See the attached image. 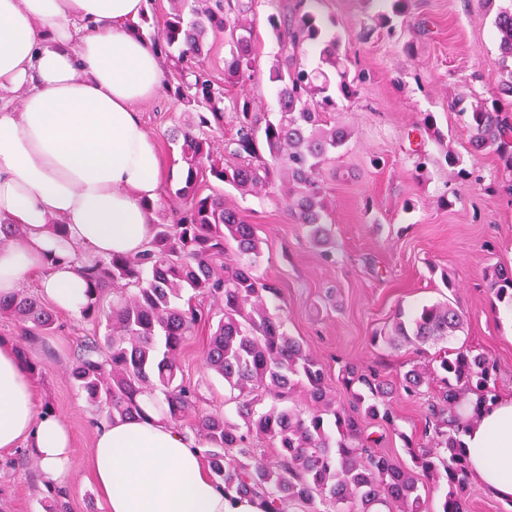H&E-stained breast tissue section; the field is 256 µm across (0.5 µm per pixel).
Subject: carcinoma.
I'll return each instance as SVG.
<instances>
[{
	"instance_id": "carcinoma-1",
	"label": "carcinoma",
	"mask_w": 512,
	"mask_h": 512,
	"mask_svg": "<svg viewBox=\"0 0 512 512\" xmlns=\"http://www.w3.org/2000/svg\"><path fill=\"white\" fill-rule=\"evenodd\" d=\"M173 12L151 38L166 67L179 74L173 95L203 108L198 121L180 130L179 145L187 164L184 185L175 192L183 207L171 221L152 222L143 253L112 255L83 266L85 303L81 313L105 324L103 338L85 342L70 376L87 401L108 418L160 417L177 424L188 418L199 393L177 381L179 353L186 336L212 312L193 304L208 300L220 318L206 355L210 370L231 389L238 421L221 415L197 418L187 435L208 461L212 477L224 490L258 501L262 512H317L329 501L336 512H429L424 481L445 486L438 512H467L468 462L462 429L454 424L458 395L471 391L487 399L497 395L496 367L488 357L466 348L445 350L435 365L412 366L402 389L419 394L437 378L441 387L428 404L424 436L418 449L405 440L411 462L375 452L394 426L389 404L392 388L375 370L346 364L338 379L349 390L348 405H336L325 367L304 345L283 330L267 301L278 289L257 274L262 238L259 227L246 223L224 203V193L202 194L198 179L208 175L242 193L258 192L282 180V204L311 241L330 256L325 181L336 178V152L352 130L336 120L337 92L355 96L366 79L349 76L347 58L338 53L336 37H326L309 0H287L266 16L279 45L278 65L270 73L276 84L277 112H253L242 96L227 99L225 86L251 80L260 46L255 33L258 0H170ZM495 27L501 60L512 59V8L501 10ZM224 36V81L204 68L211 51L208 35ZM320 46L318 63L302 61L304 45ZM339 76L332 84L329 73ZM231 113L235 134L224 142L230 163L211 156L206 129L224 125ZM509 118L486 107L472 112L470 149L494 148L512 166V142L505 139ZM232 249L235 266L217 268ZM132 285L119 302L101 305L109 289ZM487 288L498 301L512 305V270L494 268ZM17 321L27 341L49 334L56 317L39 299L27 294L0 297V317ZM464 316L450 304L424 306L406 317L396 315L392 335L408 343L427 344L455 336ZM310 401L306 410L284 406L297 389ZM162 406L154 402L156 392ZM273 404L260 412L259 394ZM380 427L369 430L366 421ZM270 439L277 453L269 461L253 447L256 436ZM46 512H70L69 490L45 482Z\"/></svg>"
}]
</instances>
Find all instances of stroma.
<instances>
[{"instance_id":"obj_1","label":"stroma","mask_w":512,"mask_h":512,"mask_svg":"<svg viewBox=\"0 0 512 512\" xmlns=\"http://www.w3.org/2000/svg\"><path fill=\"white\" fill-rule=\"evenodd\" d=\"M509 5L512 0H412L390 30L376 28L377 9L368 0H322L316 7L327 34L339 37L351 69L369 74L356 101H339L336 112L353 136L336 155V178L325 196L334 260L321 258L305 228L274 199L224 189L225 200L260 229L257 273L280 290L271 312L325 365L336 402L348 399L335 382L348 362L376 368L396 385V427L383 449L402 461L409 458L406 440L425 441L427 398L406 396L401 377L410 363L428 362L436 347L373 342L376 332L390 330L395 312L451 300L462 309L464 325L450 346L487 354L497 366L498 391L512 390V320L504 316L512 307L486 291L492 267H512V166L493 149L471 154L470 119L452 106L463 97L512 111V97L498 93L508 74L494 25L498 11ZM257 36V73L229 93L246 92L252 111L274 112L269 73L279 48L265 24H258ZM136 110L156 140L163 168L159 199L169 203L186 176L170 132L197 109L161 90ZM426 112L433 113L443 142L414 133ZM449 151L460 157L470 179L448 166ZM421 159L426 165L420 170ZM447 278L452 287L444 286ZM56 316V331L26 346L39 366L32 377L37 406L61 419L71 434L64 481L71 512H105L91 455L96 414L70 378L82 340L96 327L79 314L60 310ZM210 333L206 325L189 333L180 370L204 397L200 413L229 417L233 392L204 364ZM45 494L33 448L0 452V512H43Z\"/></svg>"}]
</instances>
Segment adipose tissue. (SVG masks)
Segmentation results:
<instances>
[{
  "instance_id": "adipose-tissue-1",
  "label": "adipose tissue",
  "mask_w": 512,
  "mask_h": 512,
  "mask_svg": "<svg viewBox=\"0 0 512 512\" xmlns=\"http://www.w3.org/2000/svg\"><path fill=\"white\" fill-rule=\"evenodd\" d=\"M144 0H0V221L19 224L0 246V296L41 274V292L79 312L86 287L74 255L109 258L142 250L147 202L160 191L161 160L135 103L154 96L162 72L133 27ZM63 224L53 231L49 220ZM470 476L512 501V394L477 403L460 396ZM30 443L45 475L63 482L71 436L38 413L35 389L13 340L0 337V450ZM94 477L105 512H260L225 493L200 452L157 416L116 419L97 434Z\"/></svg>"
}]
</instances>
